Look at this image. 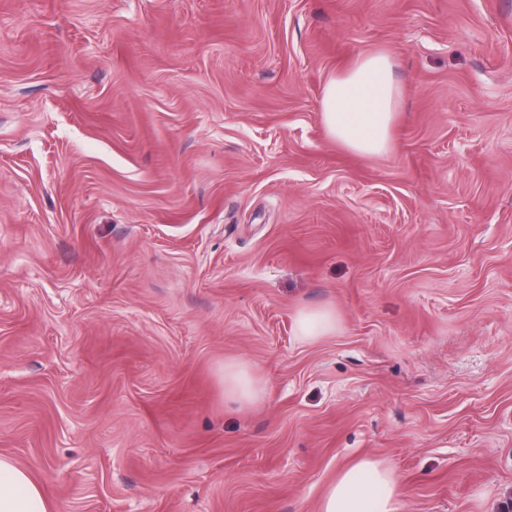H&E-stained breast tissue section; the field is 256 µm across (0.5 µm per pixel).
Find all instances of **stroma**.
<instances>
[{
  "label": "stroma",
  "mask_w": 512,
  "mask_h": 512,
  "mask_svg": "<svg viewBox=\"0 0 512 512\" xmlns=\"http://www.w3.org/2000/svg\"><path fill=\"white\" fill-rule=\"evenodd\" d=\"M378 51L360 157L322 94ZM0 456L61 512H317L360 457L512 512V0H0ZM401 86L385 52L359 56L326 83L321 101L327 135L344 151L380 156L391 150ZM297 335L309 342H316L336 334L338 317L330 305L302 306L294 316ZM264 394V383L255 368L244 360L224 363V397L239 409L258 403Z\"/></svg>",
  "instance_id": "1"
}]
</instances>
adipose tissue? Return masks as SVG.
Segmentation results:
<instances>
[{
    "label": "adipose tissue",
    "instance_id": "obj_1",
    "mask_svg": "<svg viewBox=\"0 0 512 512\" xmlns=\"http://www.w3.org/2000/svg\"><path fill=\"white\" fill-rule=\"evenodd\" d=\"M401 86L391 56L384 52L353 59L326 83L321 101L327 135L344 151L380 156L390 151L399 120ZM302 339L316 342L335 335L338 317L332 306H303L295 313ZM264 383L243 360L224 364V396L238 408L258 403ZM403 489L389 464L371 457L341 467L325 488L319 512H401ZM0 512H55L26 469L0 456Z\"/></svg>",
    "mask_w": 512,
    "mask_h": 512
}]
</instances>
